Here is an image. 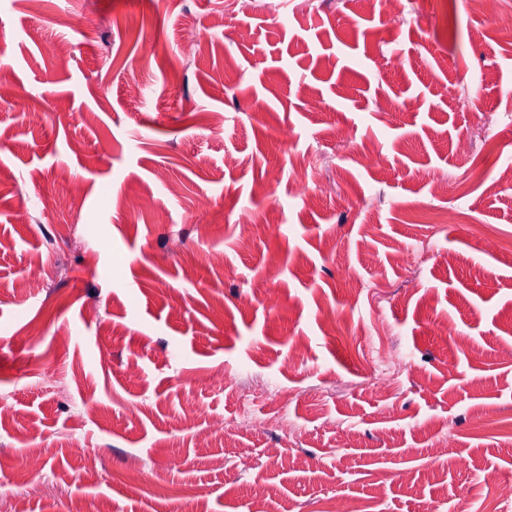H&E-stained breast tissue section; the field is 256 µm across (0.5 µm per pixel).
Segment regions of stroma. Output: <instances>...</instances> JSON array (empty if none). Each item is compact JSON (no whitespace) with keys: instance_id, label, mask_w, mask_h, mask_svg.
Returning <instances> with one entry per match:
<instances>
[{"instance_id":"stroma-1","label":"stroma","mask_w":512,"mask_h":512,"mask_svg":"<svg viewBox=\"0 0 512 512\" xmlns=\"http://www.w3.org/2000/svg\"><path fill=\"white\" fill-rule=\"evenodd\" d=\"M57 4L0 0V512H495L512 0Z\"/></svg>"}]
</instances>
